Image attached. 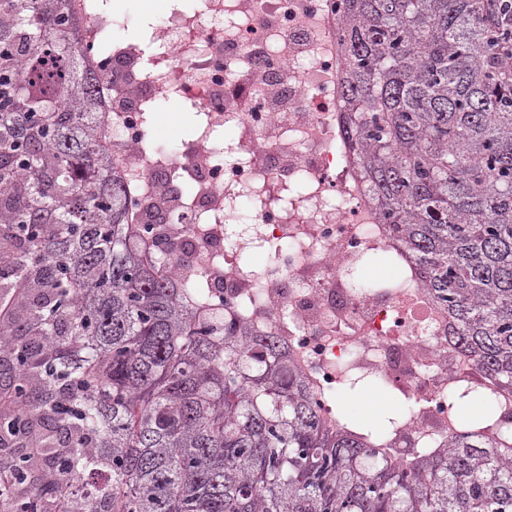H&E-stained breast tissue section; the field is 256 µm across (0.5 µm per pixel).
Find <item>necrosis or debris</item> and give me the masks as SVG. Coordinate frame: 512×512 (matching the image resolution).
Returning a JSON list of instances; mask_svg holds the SVG:
<instances>
[{
    "instance_id": "obj_1",
    "label": "necrosis or debris",
    "mask_w": 512,
    "mask_h": 512,
    "mask_svg": "<svg viewBox=\"0 0 512 512\" xmlns=\"http://www.w3.org/2000/svg\"><path fill=\"white\" fill-rule=\"evenodd\" d=\"M107 0H62L95 89L110 164L138 217L163 208L150 248L178 284L203 282L224 314L274 336L303 376L322 422L336 428L348 375L378 378L411 408L383 444L406 466L445 448L454 396L478 388L506 417L490 434L512 446V391L478 370L447 311L397 253L360 176L342 122L335 0H202L172 9L149 38L115 39ZM189 106L195 133L155 148L159 99ZM230 139H223V132ZM264 253L262 265L249 264ZM394 257L398 288H363L366 255Z\"/></svg>"
}]
</instances>
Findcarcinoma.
<instances>
[{
    "instance_id": "carcinoma-1",
    "label": "carcinoma",
    "mask_w": 512,
    "mask_h": 512,
    "mask_svg": "<svg viewBox=\"0 0 512 512\" xmlns=\"http://www.w3.org/2000/svg\"><path fill=\"white\" fill-rule=\"evenodd\" d=\"M344 125L380 221L477 365L512 388V15L497 0H340ZM60 0H0V352L16 512H512V447L462 418L397 467L375 427L325 428L273 336L253 339L146 253L94 124ZM106 480L85 494L73 478Z\"/></svg>"
}]
</instances>
